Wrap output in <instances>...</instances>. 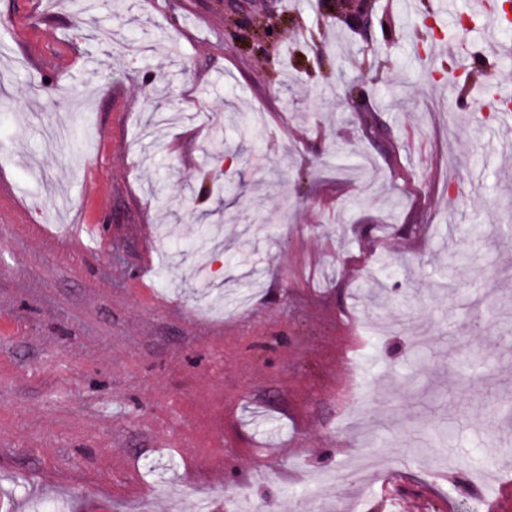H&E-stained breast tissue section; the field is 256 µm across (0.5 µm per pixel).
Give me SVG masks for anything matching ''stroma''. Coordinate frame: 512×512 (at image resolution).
Segmentation results:
<instances>
[{
	"mask_svg": "<svg viewBox=\"0 0 512 512\" xmlns=\"http://www.w3.org/2000/svg\"><path fill=\"white\" fill-rule=\"evenodd\" d=\"M373 2L362 36L336 0H0V512H498L512 25ZM459 35L495 69L421 81Z\"/></svg>",
	"mask_w": 512,
	"mask_h": 512,
	"instance_id": "stroma-1",
	"label": "stroma"
}]
</instances>
